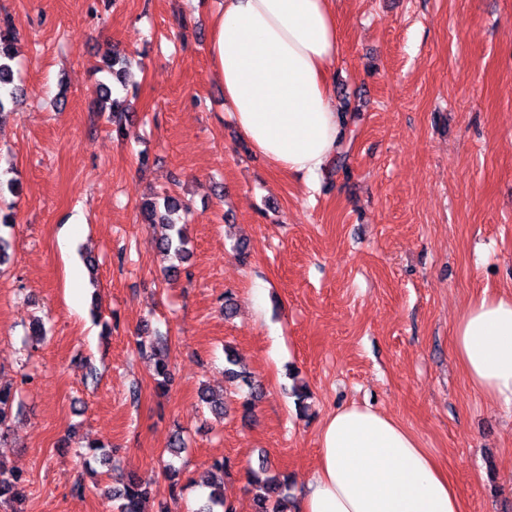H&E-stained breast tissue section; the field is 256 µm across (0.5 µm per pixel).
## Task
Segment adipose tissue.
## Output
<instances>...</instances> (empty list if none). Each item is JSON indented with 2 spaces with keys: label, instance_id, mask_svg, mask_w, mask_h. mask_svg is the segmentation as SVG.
Instances as JSON below:
<instances>
[{
  "label": "adipose tissue",
  "instance_id": "adipose-tissue-1",
  "mask_svg": "<svg viewBox=\"0 0 512 512\" xmlns=\"http://www.w3.org/2000/svg\"><path fill=\"white\" fill-rule=\"evenodd\" d=\"M332 0H220L210 54L243 138L269 164L315 180L334 159L347 116L336 111L340 55ZM453 355L470 383L512 405V297L472 299L456 320ZM319 460L296 512H465L462 496L417 436L350 404L319 427Z\"/></svg>",
  "mask_w": 512,
  "mask_h": 512
}]
</instances>
